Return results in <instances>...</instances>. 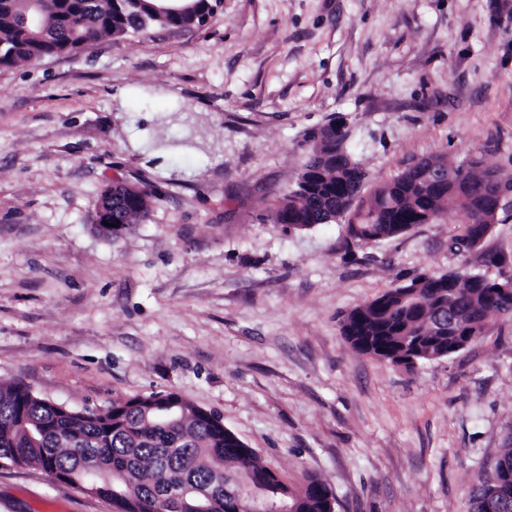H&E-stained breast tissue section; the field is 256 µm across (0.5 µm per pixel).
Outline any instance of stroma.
Listing matches in <instances>:
<instances>
[{
  "label": "stroma",
  "instance_id": "obj_1",
  "mask_svg": "<svg viewBox=\"0 0 512 512\" xmlns=\"http://www.w3.org/2000/svg\"><path fill=\"white\" fill-rule=\"evenodd\" d=\"M503 0H222L200 25L103 37L0 68V384L75 408L174 391L220 415L336 512H469L512 432V321L406 368L339 318L395 284L496 252L457 212L386 240L296 231L268 210L307 132L343 117L365 191L422 157L512 176V16ZM149 184L108 238L101 192ZM0 512H113L35 468H0Z\"/></svg>",
  "mask_w": 512,
  "mask_h": 512
}]
</instances>
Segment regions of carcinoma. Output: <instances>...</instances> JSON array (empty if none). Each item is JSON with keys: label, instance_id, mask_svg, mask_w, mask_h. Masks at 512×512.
I'll return each instance as SVG.
<instances>
[{"label": "carcinoma", "instance_id": "obj_1", "mask_svg": "<svg viewBox=\"0 0 512 512\" xmlns=\"http://www.w3.org/2000/svg\"><path fill=\"white\" fill-rule=\"evenodd\" d=\"M198 9L159 15L154 0H0V66L34 64L47 56L89 48L103 36L122 38L153 28L196 25L219 0H195ZM350 132L336 119L304 137L303 168L268 218L297 231L338 220L362 242L399 236L418 224L461 211L465 226L452 239L461 255L476 248L479 228L497 220L491 194L512 191V178L480 171L473 161L427 157L369 198L357 201L366 173L348 148ZM150 191L112 186V221L122 227L146 217ZM512 276L450 269L421 273L349 311L341 333L357 351L389 358L421 340L417 362L448 358L455 337H479L494 318H512V296L492 294ZM79 446L81 453L72 452ZM74 476L82 491L109 501L118 512H251L247 484L281 490L294 512H330L332 494L313 475L296 486L264 465L222 418L173 391L116 398L104 412L56 406L22 385H0V464ZM471 512H512V437L493 473L478 481Z\"/></svg>", "mask_w": 512, "mask_h": 512}]
</instances>
